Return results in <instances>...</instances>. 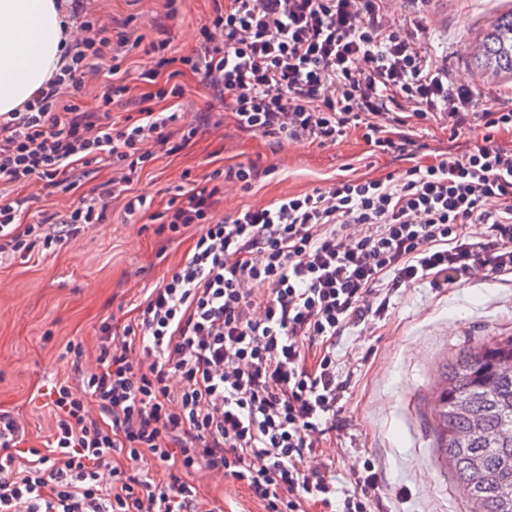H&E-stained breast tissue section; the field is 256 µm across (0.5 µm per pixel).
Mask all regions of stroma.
Wrapping results in <instances>:
<instances>
[{
	"label": "stroma",
	"mask_w": 512,
	"mask_h": 512,
	"mask_svg": "<svg viewBox=\"0 0 512 512\" xmlns=\"http://www.w3.org/2000/svg\"><path fill=\"white\" fill-rule=\"evenodd\" d=\"M89 10L128 21V29L151 35L157 0H87ZM173 25V44L188 51L212 11L211 0H187ZM512 0H431L429 37L448 51V79L479 89L482 99L512 108V75L495 76L477 67L461 42L477 44ZM369 158L359 134L336 144H291L276 148L252 133L225 124L221 135L202 129L175 152L159 154L143 171L134 190L152 204L127 216L123 199H113L101 223L54 250L29 259L0 262V412L22 414L26 445L44 448L55 425L40 389L70 374L76 355L93 361L98 328L108 318L126 319L136 301L155 287L193 242L192 232L167 240L156 232L155 216L179 187L204 181L215 169L255 162L271 170L248 191L233 190L225 211L263 205L300 193L328 178L352 172L377 177L400 172L404 162ZM110 168L78 169L71 185L44 190L21 218L34 224L65 214L107 181ZM512 335V277L476 276L444 288L417 285L391 300L383 320L372 328L345 331L336 341V365L346 379L333 454L336 478L349 485L355 457H371L382 472L386 512H467L436 445L433 408L449 366L476 344Z\"/></svg>",
	"instance_id": "1"
}]
</instances>
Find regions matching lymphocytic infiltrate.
<instances>
[{
  "label": "lymphocytic infiltrate",
  "instance_id": "lymphocytic-infiltrate-1",
  "mask_svg": "<svg viewBox=\"0 0 512 512\" xmlns=\"http://www.w3.org/2000/svg\"><path fill=\"white\" fill-rule=\"evenodd\" d=\"M212 0L192 48L171 53L169 23L186 0H164L152 38L111 32L85 14L74 52L21 109L0 113V186H53L76 165L112 177L62 216L22 224L24 199L0 198V254L32 257L100 223L112 199L134 216L132 192L157 153L188 142L184 72L212 108L271 142L333 143L356 130L401 173L346 176L246 205L219 208L270 168L212 172L158 213L159 232L195 228L190 250L124 323L103 321L95 363L74 361L45 395L55 427L45 449H22L24 422L0 413V512H223L197 476L230 481L260 512H380L381 476L364 459L339 487L328 452L346 382L336 339L379 321L399 288L463 284L474 271L512 274V109L479 104L448 82V57L426 42L429 0ZM151 57L132 95L126 62ZM165 83H158L159 74ZM95 88L97 111L82 107ZM132 98L135 115L112 107ZM480 143L431 163L412 125ZM486 225L482 237L468 234ZM81 392H74V385Z\"/></svg>",
  "mask_w": 512,
  "mask_h": 512
}]
</instances>
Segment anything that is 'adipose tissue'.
Here are the masks:
<instances>
[{"instance_id":"1","label":"adipose tissue","mask_w":512,"mask_h":512,"mask_svg":"<svg viewBox=\"0 0 512 512\" xmlns=\"http://www.w3.org/2000/svg\"><path fill=\"white\" fill-rule=\"evenodd\" d=\"M76 22L63 0H0V113L20 107L57 72Z\"/></svg>"}]
</instances>
